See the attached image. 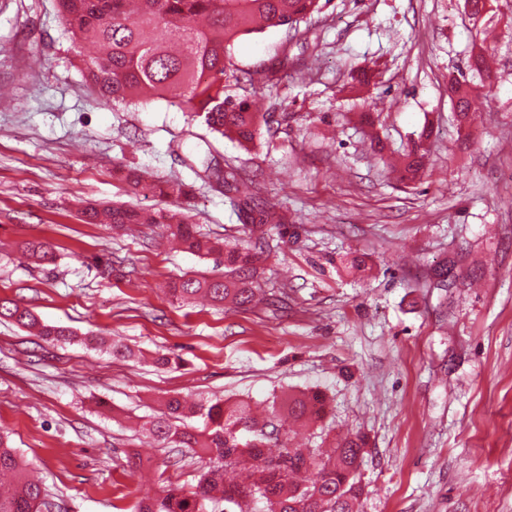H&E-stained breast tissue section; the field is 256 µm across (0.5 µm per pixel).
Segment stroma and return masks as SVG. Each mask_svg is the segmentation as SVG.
Here are the masks:
<instances>
[{
	"instance_id": "stroma-1",
	"label": "stroma",
	"mask_w": 512,
	"mask_h": 512,
	"mask_svg": "<svg viewBox=\"0 0 512 512\" xmlns=\"http://www.w3.org/2000/svg\"><path fill=\"white\" fill-rule=\"evenodd\" d=\"M494 4L488 24L464 0H325L298 29L240 37L224 93L277 116L247 151L167 101L100 100L83 77L94 49L72 42L58 0H0V297L79 338L51 345L0 323V430L52 512H132L162 479L194 482L198 458L168 466L133 428L167 397L266 404L304 390L328 404L308 447L369 439L362 512H512V0ZM474 48L496 80L463 129L448 82ZM425 129L428 172L403 184L393 162ZM194 148L288 215L257 262L270 304L180 303L167 282L216 274L212 260L167 248L160 227L83 220L90 204L179 206L201 233L242 242L231 201L191 169ZM118 165L189 192L133 191ZM34 239L53 263L22 257ZM447 262L457 278L443 291L432 273ZM99 336L140 358H112ZM161 354L179 366L157 367Z\"/></svg>"
}]
</instances>
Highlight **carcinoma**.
<instances>
[{
  "mask_svg": "<svg viewBox=\"0 0 512 512\" xmlns=\"http://www.w3.org/2000/svg\"><path fill=\"white\" fill-rule=\"evenodd\" d=\"M67 32L75 43H93L101 53L85 68L97 95L112 103H128L143 96L170 99L182 111L203 118L207 129L244 148L257 145L268 126L263 112H254L247 100L224 96V75L232 65L230 46L238 38L269 28H296L321 10V0H58ZM482 54H474L467 71L449 81L450 98L461 110L457 122L470 124V101L475 92L468 76L484 77ZM418 140L403 155L401 180L423 179L428 153ZM115 176L136 189L147 188L165 198L187 194L186 184L170 179H148L136 168L117 166ZM195 174L216 182L240 200L239 220L246 229L244 246H230L200 233L184 216L125 206H89V224L122 229L129 224H162L165 232L188 253L224 267L220 275H202L172 283L169 292L183 303L198 297L222 307L252 306L259 294L257 254L265 230L284 217L258 202L251 183L235 170L222 174L207 160ZM23 254L41 265L53 260L49 243L28 241ZM0 320L36 332L47 342L71 336L63 326L42 323L17 301L0 298ZM326 398L318 392H284L274 397L271 411L258 418L243 399L207 400L194 406L178 398L165 401L166 412L145 422L165 447L188 448L205 461L196 483H168L142 497L136 512H360L364 485L360 466L368 438L346 436L333 449L304 448L295 442L297 429L317 426ZM200 418L203 426L189 420ZM0 479L9 488L0 492V512H42L46 488L29 475L26 461L0 432Z\"/></svg>",
  "mask_w": 512,
  "mask_h": 512,
  "instance_id": "1",
  "label": "carcinoma"
}]
</instances>
